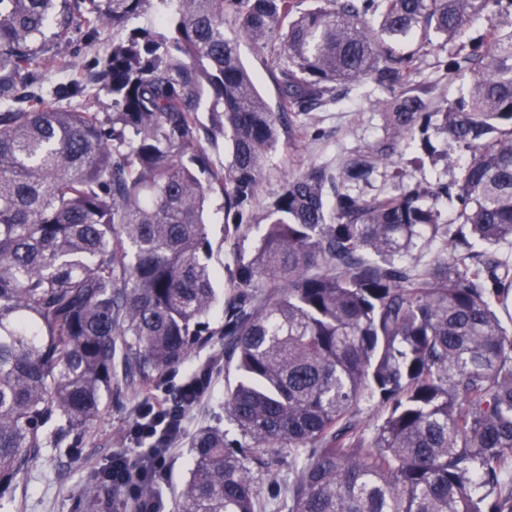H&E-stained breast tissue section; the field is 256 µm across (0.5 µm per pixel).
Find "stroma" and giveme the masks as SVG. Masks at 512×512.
Returning a JSON list of instances; mask_svg holds the SVG:
<instances>
[{
	"label": "stroma",
	"mask_w": 512,
	"mask_h": 512,
	"mask_svg": "<svg viewBox=\"0 0 512 512\" xmlns=\"http://www.w3.org/2000/svg\"><path fill=\"white\" fill-rule=\"evenodd\" d=\"M384 94L373 84L353 88L335 104L306 115L294 117L289 126L280 130V141L271 152L252 203L257 223L246 238L233 240L224 236V211L221 195L211 198L208 230L215 248L210 263L219 276L215 286L220 295L231 291L227 266L237 256H251L264 232L263 219L284 183L293 175L317 165L340 169L353 151L386 139L383 109ZM437 150L436 156H423L420 141L402 143L396 153L379 165L368 182L357 185V192L374 195L391 191L407 180L453 182L461 176L459 166L447 164L442 151L448 144L435 129L426 132ZM423 156L422 165H415V156ZM232 376L214 375L208 392L186 411L183 432L171 450L170 466L162 487L164 512H174V496L186 482L193 464L190 440L202 428L230 427L224 415V388ZM134 403H106L102 417L90 437L69 454L47 449L21 479L15 501L8 512H70L71 498L86 481L89 469L108 464L117 453H133L135 447L128 433L133 423Z\"/></svg>",
	"instance_id": "35a3bbf8"
}]
</instances>
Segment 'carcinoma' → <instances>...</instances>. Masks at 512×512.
I'll return each mask as SVG.
<instances>
[{"label": "carcinoma", "mask_w": 512, "mask_h": 512, "mask_svg": "<svg viewBox=\"0 0 512 512\" xmlns=\"http://www.w3.org/2000/svg\"><path fill=\"white\" fill-rule=\"evenodd\" d=\"M150 0H0V509L46 448L84 438L105 400L141 397L222 341L230 439L201 429L175 512H512V28L464 40L512 0H174L77 77L60 41L125 29ZM378 26H373V19ZM418 36L419 51L395 44ZM264 54L267 102L238 38ZM448 51L450 101L413 80ZM371 82L394 141L438 130L454 185L351 194L387 160L371 146L332 174L286 181L252 257L227 268L224 321L205 205L240 238L288 115ZM112 93V114L81 106ZM211 99L209 124L197 112ZM229 138L218 167L209 146ZM453 213L442 223L440 201ZM440 250L407 266L414 250ZM377 401L373 434L361 405ZM127 505L111 465L72 512Z\"/></svg>", "instance_id": "carcinoma-1"}]
</instances>
